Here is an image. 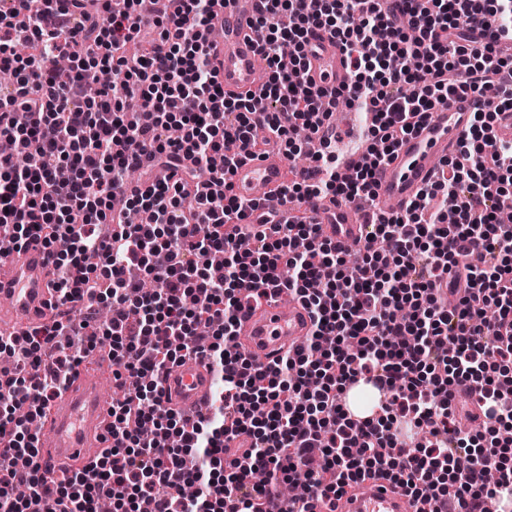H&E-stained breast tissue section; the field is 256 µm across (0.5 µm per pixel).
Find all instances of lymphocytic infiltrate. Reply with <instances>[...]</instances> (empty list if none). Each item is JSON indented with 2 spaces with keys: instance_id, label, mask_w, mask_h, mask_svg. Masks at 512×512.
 <instances>
[{
  "instance_id": "lymphocytic-infiltrate-1",
  "label": "lymphocytic infiltrate",
  "mask_w": 512,
  "mask_h": 512,
  "mask_svg": "<svg viewBox=\"0 0 512 512\" xmlns=\"http://www.w3.org/2000/svg\"><path fill=\"white\" fill-rule=\"evenodd\" d=\"M6 0L0 5V252L36 242L56 270L58 312L22 339L0 375V512H95L100 499L129 512H307L312 496L339 499L379 474L422 498L430 512H483L512 490V140L493 134L512 109V0H260L254 26L271 75L228 98L211 61L213 0ZM156 36L136 55L142 18ZM346 50L350 82L304 78L312 30ZM291 44V71L276 49ZM103 70L122 75L97 97ZM493 91L496 111L476 113L455 156L405 213L370 226L360 260L319 235L299 204L312 195L374 201L373 170L436 108L459 94ZM370 115V160L338 171L331 118L340 105ZM320 144L280 190L283 223L255 227L254 204L231 191L229 143L267 134L285 156L295 128ZM146 180L130 185L129 172ZM288 290L312 329L270 366L234 351L245 307ZM456 295L449 304L448 295ZM107 348L123 397L112 404V443L56 480L38 463L29 416L43 413L70 374ZM199 356L221 384L195 423L163 404L169 367ZM364 378L386 398L358 424L343 403ZM468 386L482 431L461 428L455 389ZM250 448L232 461L224 443ZM494 468L497 479L486 483ZM300 481L286 500L282 484ZM28 488L17 498L16 487Z\"/></svg>"
}]
</instances>
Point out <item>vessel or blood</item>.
<instances>
[{
  "label": "vessel or blood",
  "mask_w": 512,
  "mask_h": 512,
  "mask_svg": "<svg viewBox=\"0 0 512 512\" xmlns=\"http://www.w3.org/2000/svg\"><path fill=\"white\" fill-rule=\"evenodd\" d=\"M259 0H214L213 12L223 27L211 58L225 94L240 95L261 84L257 70L260 40L252 26ZM317 47L309 57L308 78L322 87L349 79L347 58L329 34L316 30L309 37ZM481 104L474 95L456 96L448 106L432 112L430 119L402 137L393 156L378 166L374 185L378 200L391 212L404 211L417 200L421 188L434 180L439 161L455 153L460 136L468 130ZM287 162L277 150L239 156L231 174L235 193L251 202L267 205L271 194L285 182ZM311 223L320 225L324 237L346 247L364 241L368 233L365 215L353 205L330 197H311L301 204ZM54 266L41 245L30 244L11 251L0 262V331L25 333L41 324L56 303ZM311 319L297 297L277 294L261 307L248 310L238 325V351L253 353L263 365H271L308 335ZM213 387L206 363L199 359L170 367L162 382L168 408L199 419ZM110 389L87 378L73 376L54 398L39 430L42 470L57 479L70 475L94 459L112 441ZM309 512H424L420 501L380 477L359 482L336 503L314 497Z\"/></svg>",
  "instance_id": "b4317fda"
}]
</instances>
